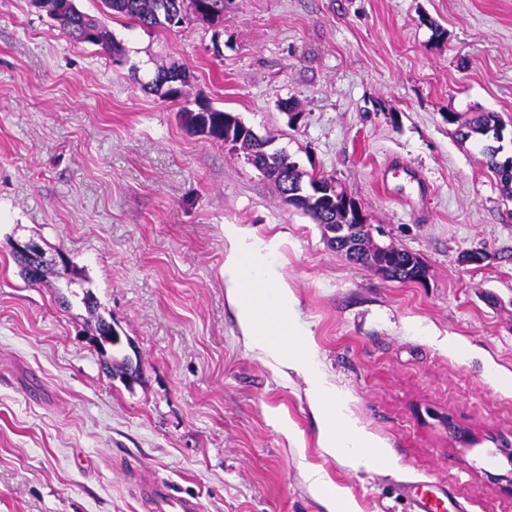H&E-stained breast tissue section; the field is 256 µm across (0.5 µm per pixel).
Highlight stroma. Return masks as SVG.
Wrapping results in <instances>:
<instances>
[{
	"instance_id": "stroma-1",
	"label": "stroma",
	"mask_w": 512,
	"mask_h": 512,
	"mask_svg": "<svg viewBox=\"0 0 512 512\" xmlns=\"http://www.w3.org/2000/svg\"><path fill=\"white\" fill-rule=\"evenodd\" d=\"M76 4L122 62L0 0V512H147L127 480L140 465L203 512H328L312 468L358 512H409L411 483L460 512H512V456L491 441H512V199L484 138L458 133L496 113L512 155V0H224L218 18L154 30ZM172 64L193 75L182 100L148 88ZM201 104L335 178L425 283L332 250L242 152L186 126ZM228 224L280 234L292 316L389 464L329 454L304 378L248 349L225 299ZM16 240L80 271L120 346L91 342L64 278L22 279ZM108 356L137 360V378L107 373Z\"/></svg>"
}]
</instances>
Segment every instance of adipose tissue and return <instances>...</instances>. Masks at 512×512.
Listing matches in <instances>:
<instances>
[{"label":"adipose tissue","mask_w":512,"mask_h":512,"mask_svg":"<svg viewBox=\"0 0 512 512\" xmlns=\"http://www.w3.org/2000/svg\"><path fill=\"white\" fill-rule=\"evenodd\" d=\"M224 240L225 297L236 311L249 347L306 380L310 403L323 420L322 445L329 453L342 456L356 468L383 461L374 443L345 415L294 323L293 294L275 263L280 238L259 239L241 225L228 224Z\"/></svg>","instance_id":"1"}]
</instances>
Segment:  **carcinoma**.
<instances>
[{
    "instance_id": "carcinoma-1",
    "label": "carcinoma",
    "mask_w": 512,
    "mask_h": 512,
    "mask_svg": "<svg viewBox=\"0 0 512 512\" xmlns=\"http://www.w3.org/2000/svg\"><path fill=\"white\" fill-rule=\"evenodd\" d=\"M104 11L113 16L124 17L135 25L152 30L159 27H169L172 24H181L190 19L199 11V0H101ZM43 9L49 15H60L59 26L70 41L78 46L90 44L101 47L112 55L123 52L120 43L116 42L112 34L96 19L80 11L75 0H44ZM171 74L178 79V86H186L191 78V72L185 67H169L157 70L148 87L161 98L176 100L181 94L169 88L164 76ZM187 127L193 131L200 129L208 131V137L217 142L225 141L224 118L229 113L210 108L207 112L194 111L187 107L182 109ZM462 136L468 138L472 135L484 136L489 133L493 138H502L504 127L500 125L499 116L493 112H480L463 125ZM268 140L248 131L240 144L233 149L241 151L245 158L253 157L263 165L268 179L273 183L280 194L296 190L298 183L306 187L304 196L295 195L288 199V205L300 209L316 224H342L344 215L338 205L332 201L326 202L316 195L315 186L325 184L328 178L324 176L307 175L299 170L298 166L291 164L289 156L283 152L269 153L260 150ZM500 148L488 147L487 167L494 173L502 186L503 191L512 198V158L498 159ZM392 278L398 282H413L417 279L419 271L405 268L406 253L393 251L385 258ZM82 303L94 320V335L109 334L111 345L120 342L119 336L112 335V325L104 320L97 312L98 303L90 292L83 294Z\"/></svg>"
}]
</instances>
